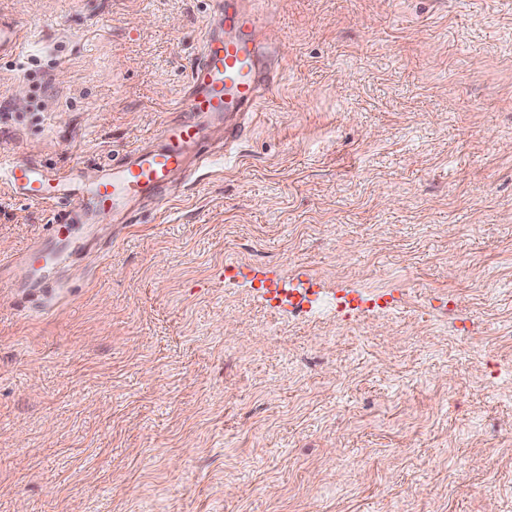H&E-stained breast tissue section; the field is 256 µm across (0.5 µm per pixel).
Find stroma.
Returning <instances> with one entry per match:
<instances>
[{"label":"stroma","mask_w":512,"mask_h":512,"mask_svg":"<svg viewBox=\"0 0 512 512\" xmlns=\"http://www.w3.org/2000/svg\"><path fill=\"white\" fill-rule=\"evenodd\" d=\"M250 5L278 80L232 163L208 129L59 264L0 176V512H512V0ZM0 15V161L88 185L174 117L212 5Z\"/></svg>","instance_id":"35a3bbf8"}]
</instances>
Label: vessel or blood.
I'll list each match as a JSON object with an SVG mask.
<instances>
[{"mask_svg": "<svg viewBox=\"0 0 512 512\" xmlns=\"http://www.w3.org/2000/svg\"><path fill=\"white\" fill-rule=\"evenodd\" d=\"M265 80L259 21L242 0H218L200 56L192 63L187 90L176 105L180 120L162 125L157 144L112 160L90 190V202L101 217L122 212L135 199L150 195L162 202L173 172L185 169L190 148L199 146L207 125L225 113L250 111ZM7 177L27 200L42 202L67 196L78 185L70 174L47 166L16 161ZM84 212L61 209L48 226V241L60 240L69 226L82 223Z\"/></svg>", "mask_w": 512, "mask_h": 512, "instance_id": "1", "label": "vessel or blood"}]
</instances>
